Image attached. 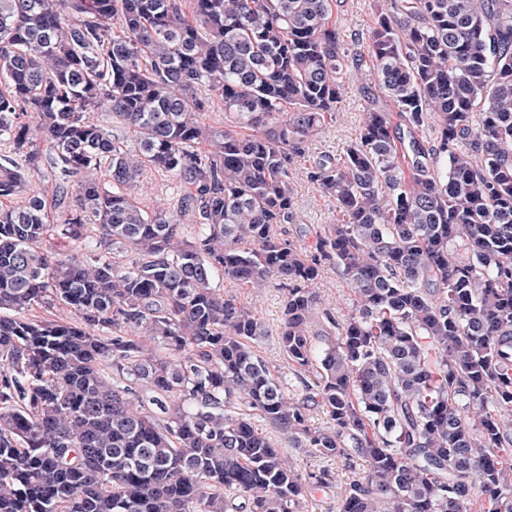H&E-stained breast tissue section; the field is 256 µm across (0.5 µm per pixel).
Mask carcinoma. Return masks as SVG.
<instances>
[{"label":"carcinoma","mask_w":512,"mask_h":512,"mask_svg":"<svg viewBox=\"0 0 512 512\" xmlns=\"http://www.w3.org/2000/svg\"><path fill=\"white\" fill-rule=\"evenodd\" d=\"M361 39L392 110L317 162L342 220L305 247L279 226L341 99L332 0H0V512H303L332 475L285 444L358 467L340 512H512V0H376ZM149 171L176 202L140 206ZM219 273L286 281L308 394ZM317 287L321 308L328 309L340 321L348 315L353 307L354 297L332 262L322 263Z\"/></svg>","instance_id":"carcinoma-1"}]
</instances>
